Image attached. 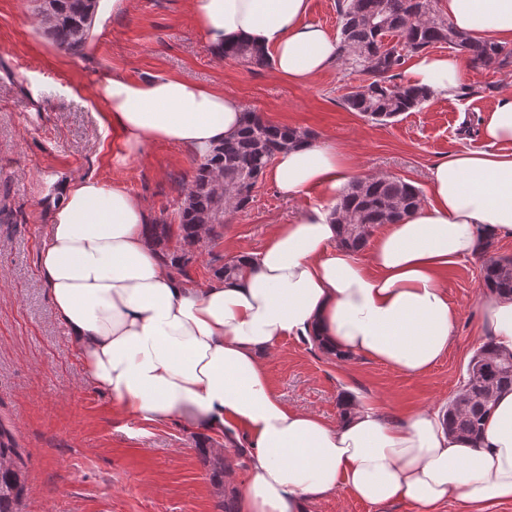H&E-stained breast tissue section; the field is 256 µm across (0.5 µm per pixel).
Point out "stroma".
<instances>
[{
    "label": "stroma",
    "instance_id": "stroma-1",
    "mask_svg": "<svg viewBox=\"0 0 512 512\" xmlns=\"http://www.w3.org/2000/svg\"><path fill=\"white\" fill-rule=\"evenodd\" d=\"M36 8V0H0V424L12 431L26 464L25 512H222L223 503L238 501L248 457L230 455L226 474L213 461L223 435L201 433L177 418L145 423L115 414L110 396L85 380L79 348L58 321L39 273L49 210L67 180L122 184L146 204L153 222L178 221L195 157L179 145L151 143L139 158H125L121 139L102 124V78L177 73L226 89L270 123L346 145L364 175L390 174L425 191L438 161L483 148V113L512 89V66L469 69L454 99H430L380 125L343 105L360 74L332 67L292 85L272 67L215 56L189 0L99 7L92 37L77 55L37 30ZM306 202L283 198L262 179L221 237L198 250L188 284L214 280L217 266L260 250ZM482 260L478 254L449 271L448 297L458 311L454 338L424 375L362 357L339 360L293 336L264 358L275 392L287 406L331 423L341 420L342 399L354 391L377 399L390 415L445 409L486 340Z\"/></svg>",
    "mask_w": 512,
    "mask_h": 512
}]
</instances>
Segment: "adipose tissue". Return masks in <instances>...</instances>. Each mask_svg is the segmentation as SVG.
<instances>
[{"label": "adipose tissue", "instance_id": "1", "mask_svg": "<svg viewBox=\"0 0 512 512\" xmlns=\"http://www.w3.org/2000/svg\"><path fill=\"white\" fill-rule=\"evenodd\" d=\"M190 4L213 49L251 39L290 83L308 84L336 61L335 36L305 20L309 0ZM444 15L473 38L512 45V0H445ZM466 72L458 55L422 54L409 83L451 99ZM102 91L106 120L130 156L155 142L205 155L236 134L244 112L234 95L178 74H115ZM483 136L485 148L431 168L427 198L388 225L365 260L337 244L332 215L337 187L359 175L351 153L333 143L281 152L268 174L279 194L317 190L322 201L242 253L235 277L200 287L148 244V210L123 185L67 181L38 264L86 377L123 416L179 417L207 433L243 429L250 460L238 512H307L344 487L381 512L398 501L422 512L451 499L462 512L512 502V391L498 395L475 445L448 433L431 407L392 420L373 400L352 397L347 416L329 424L285 405L262 360L287 336H316L328 352L413 376L447 353L457 318L449 268L473 257L483 237L512 234V93L486 110ZM480 295L489 338L512 353V297Z\"/></svg>", "mask_w": 512, "mask_h": 512}]
</instances>
